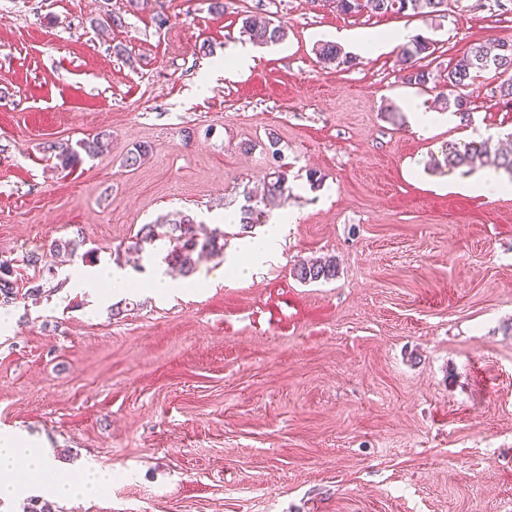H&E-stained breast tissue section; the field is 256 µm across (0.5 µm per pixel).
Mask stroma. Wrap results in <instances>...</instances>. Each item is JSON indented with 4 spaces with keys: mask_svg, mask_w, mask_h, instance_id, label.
I'll list each match as a JSON object with an SVG mask.
<instances>
[{
    "mask_svg": "<svg viewBox=\"0 0 512 512\" xmlns=\"http://www.w3.org/2000/svg\"><path fill=\"white\" fill-rule=\"evenodd\" d=\"M212 2L0 0V259L22 292L43 287L0 307V429L45 438L69 475L114 471L53 512H512V189L479 195L472 167L431 165L475 130L507 143L512 101L486 71L469 121L439 112L422 134L406 107L436 110L451 60L512 39V0H449L432 20ZM258 12L285 40L213 75ZM401 29L434 40L435 88L408 84L395 47L350 67L313 51ZM98 135L102 152L60 167L53 146ZM279 168L281 255L246 280L205 258L155 296L166 251L134 266L141 227L182 211L232 250L225 214ZM55 239L84 250L27 264ZM323 257L336 279L294 277ZM101 265L125 280L104 306L68 285Z\"/></svg>",
    "mask_w": 512,
    "mask_h": 512,
    "instance_id": "1",
    "label": "stroma"
}]
</instances>
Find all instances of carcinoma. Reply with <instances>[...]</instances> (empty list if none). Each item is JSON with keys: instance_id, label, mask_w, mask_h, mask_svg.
Here are the masks:
<instances>
[{"instance_id": "cac0c4a2", "label": "carcinoma", "mask_w": 512, "mask_h": 512, "mask_svg": "<svg viewBox=\"0 0 512 512\" xmlns=\"http://www.w3.org/2000/svg\"><path fill=\"white\" fill-rule=\"evenodd\" d=\"M336 10L344 14L359 13L367 8L376 14L405 13L433 19L448 11V0H334ZM242 28L251 41L267 45L281 42L286 36V30L281 25H275L270 20H257L247 16L242 21ZM435 51L434 42L425 36L417 35L399 49L398 63L401 70L406 72L409 83L426 86L434 80L433 74L419 62L431 56ZM315 54L325 64H351L353 58L343 55L342 50L333 42L320 43L315 48ZM493 70L502 77L496 86L499 96L512 99V41L495 40L473 44L448 65L447 83L448 94L441 96L440 102L444 108H455L461 118L470 117L468 98L460 91L475 84L479 74ZM480 160L504 170L512 177V153L503 152L496 148L491 141L470 142L463 147L453 143L446 145L443 150L444 165L449 168L469 166ZM288 172L278 169L270 173L269 180L264 184L262 203L272 209L281 203L288 193ZM267 212L253 206L240 208L239 224L243 230L253 228L255 224L263 223ZM224 231L216 228L214 232L203 238L198 237L193 218L180 213L173 218H164L154 224L142 226L136 236V241L128 246L135 252L144 250V245H152L158 240L166 242L168 253L166 259L170 268L178 274L188 276L194 273V255L207 254L218 257L223 254ZM78 249V243L72 240H57L51 244L49 256L51 260L72 257ZM13 269L11 261H0V304H9L17 299L19 290L14 288L11 279ZM338 268L336 261L331 258L302 262L293 268V276L306 282L329 281L336 278Z\"/></svg>"}]
</instances>
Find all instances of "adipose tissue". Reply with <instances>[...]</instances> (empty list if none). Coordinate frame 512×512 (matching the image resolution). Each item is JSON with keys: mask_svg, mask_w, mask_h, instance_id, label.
<instances>
[{"mask_svg": "<svg viewBox=\"0 0 512 512\" xmlns=\"http://www.w3.org/2000/svg\"><path fill=\"white\" fill-rule=\"evenodd\" d=\"M284 227L277 224L261 236L242 240L228 254L224 270L236 279L249 278L271 255L279 253ZM112 482V473L85 464L72 478L53 464L51 451L33 438L16 431L0 430V501L15 502L31 491L49 499L72 502L92 498Z\"/></svg>", "mask_w": 512, "mask_h": 512, "instance_id": "adipose-tissue-1", "label": "adipose tissue"}]
</instances>
